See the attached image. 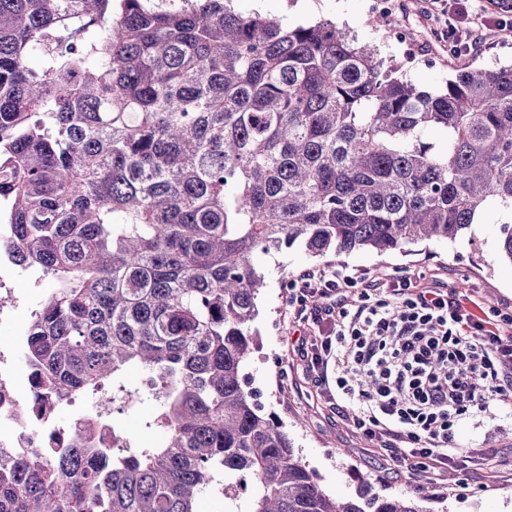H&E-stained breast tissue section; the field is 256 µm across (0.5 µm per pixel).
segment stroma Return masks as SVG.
<instances>
[{
  "label": "stroma",
  "instance_id": "35a3bbf8",
  "mask_svg": "<svg viewBox=\"0 0 512 512\" xmlns=\"http://www.w3.org/2000/svg\"><path fill=\"white\" fill-rule=\"evenodd\" d=\"M373 0H235L243 14L260 13L296 27L323 18L350 29L359 42L374 43L387 63L407 80L428 91L444 88L455 69L467 65H512V38L501 27L484 30L476 51L457 55L434 32L435 23L422 0H388L392 29L372 24ZM512 212L499 206L485 209L472 231L456 242L422 241L408 251L379 255L367 250L311 256L295 245L258 265L266 286L257 299L259 313L251 325L253 353L244 368L265 412L271 413L291 439L296 453L314 470L322 487L341 498L355 497L362 482L383 495L419 500L424 512H512V420L458 429L461 443H484L500 449L497 462L475 470L456 464L448 471L430 467L393 479L389 461L361 430L346 424L333 409L323 388L312 381L299 351L311 341L313 329L296 319L291 280L303 271L342 270L362 280L384 276L441 282L449 289L481 301L487 315L512 314V262L499 252L500 227Z\"/></svg>",
  "mask_w": 512,
  "mask_h": 512
}]
</instances>
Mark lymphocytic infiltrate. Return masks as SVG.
I'll use <instances>...</instances> for the list:
<instances>
[{"mask_svg": "<svg viewBox=\"0 0 512 512\" xmlns=\"http://www.w3.org/2000/svg\"><path fill=\"white\" fill-rule=\"evenodd\" d=\"M511 12L512 0H497L484 15L465 10L441 35L467 52L484 28ZM292 285L297 316L326 334L303 350L309 370L337 412L380 441L395 473L492 457V449L463 446L457 431L493 412L512 418V372L501 369L512 362V344L502 342L512 315H479L478 301L439 283L357 284L332 270L302 272ZM314 294L323 305L309 304Z\"/></svg>", "mask_w": 512, "mask_h": 512, "instance_id": "obj_1", "label": "lymphocytic infiltrate"}]
</instances>
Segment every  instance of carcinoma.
<instances>
[{
    "instance_id": "1",
    "label": "carcinoma",
    "mask_w": 512,
    "mask_h": 512,
    "mask_svg": "<svg viewBox=\"0 0 512 512\" xmlns=\"http://www.w3.org/2000/svg\"><path fill=\"white\" fill-rule=\"evenodd\" d=\"M231 2L0 0V251L45 289L31 407L110 384L162 433L140 447L94 408L122 446L89 425L56 453L0 448V512H196L220 474L231 507L257 479L243 512H424L327 493L247 388L258 257L401 252L512 209V65L431 94L331 20Z\"/></svg>"
}]
</instances>
